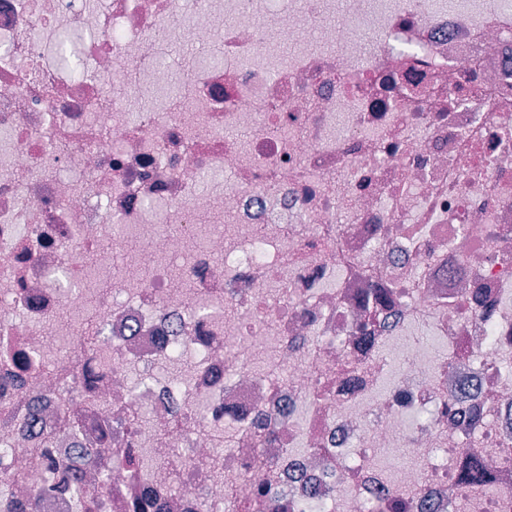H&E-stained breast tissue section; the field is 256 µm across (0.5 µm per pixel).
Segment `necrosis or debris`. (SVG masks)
Returning <instances> with one entry per match:
<instances>
[{
  "mask_svg": "<svg viewBox=\"0 0 512 512\" xmlns=\"http://www.w3.org/2000/svg\"><path fill=\"white\" fill-rule=\"evenodd\" d=\"M181 45L218 62L159 63ZM505 356L512 0H0V512H79L47 465L112 458L95 425L117 419L145 463L87 472L105 512H270L259 484L279 512H512ZM472 444L495 486L467 500ZM408 447L424 464L389 466ZM360 509L359 512H414V504L408 497L397 494L381 502L363 504Z\"/></svg>",
  "mask_w": 512,
  "mask_h": 512,
  "instance_id": "necrosis-or-debris-1",
  "label": "necrosis or debris"
}]
</instances>
